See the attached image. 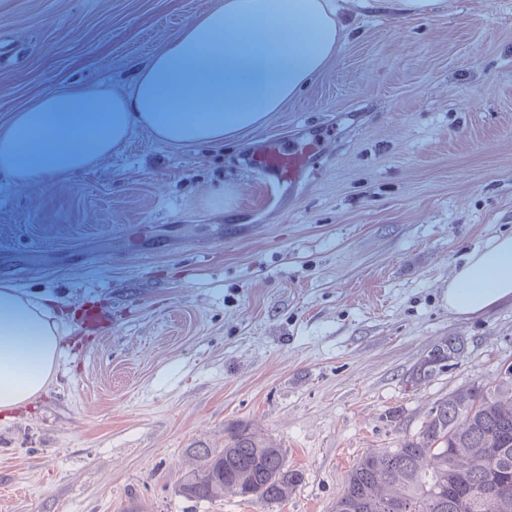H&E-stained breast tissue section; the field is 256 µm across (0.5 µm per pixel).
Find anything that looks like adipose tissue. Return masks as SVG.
<instances>
[{
	"label": "adipose tissue",
	"mask_w": 512,
	"mask_h": 512,
	"mask_svg": "<svg viewBox=\"0 0 512 512\" xmlns=\"http://www.w3.org/2000/svg\"><path fill=\"white\" fill-rule=\"evenodd\" d=\"M344 37L329 0H215L142 63L126 87H61L0 123V179L26 187L63 183L106 163L131 126L172 144L204 147L237 138L279 110L320 73ZM238 76L260 82L228 94L195 95V114L175 118L188 66L222 77L226 58ZM193 94V93H192ZM512 303V235L471 252L448 286V310L481 315ZM51 301L0 286V413L34 401L52 381L62 337Z\"/></svg>",
	"instance_id": "1"
}]
</instances>
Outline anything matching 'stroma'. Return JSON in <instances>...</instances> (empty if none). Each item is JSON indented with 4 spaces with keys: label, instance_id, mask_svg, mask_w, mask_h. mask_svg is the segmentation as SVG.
I'll list each match as a JSON object with an SVG mask.
<instances>
[{
    "label": "stroma",
    "instance_id": "1",
    "mask_svg": "<svg viewBox=\"0 0 512 512\" xmlns=\"http://www.w3.org/2000/svg\"><path fill=\"white\" fill-rule=\"evenodd\" d=\"M212 2L0 0V123L62 86L125 87ZM337 3V53L257 130L135 128L69 183L0 181V285L55 301L63 342L45 391L0 415V512H331L363 454L512 363L511 304L448 310L470 251L512 232V0ZM259 133L316 145L271 202L242 158ZM451 336L460 356L409 384ZM237 425L299 471L284 502L182 494L193 449ZM362 1H372L367 3L369 6H383L386 8H390L394 11L404 12V13H423L430 6L429 1L434 0H362ZM84 328L92 334H101L109 320L108 313L98 305L84 304L79 313Z\"/></svg>",
    "mask_w": 512,
    "mask_h": 512
}]
</instances>
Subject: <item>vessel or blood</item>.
<instances>
[{"label":"vessel or blood","instance_id":"1","mask_svg":"<svg viewBox=\"0 0 512 512\" xmlns=\"http://www.w3.org/2000/svg\"><path fill=\"white\" fill-rule=\"evenodd\" d=\"M312 150L309 147L293 148L262 137L255 140L245 154L247 166L265 183L269 192L283 186H296L308 169ZM79 319L84 328L100 334L106 328L109 316L105 309L93 304L83 305Z\"/></svg>","mask_w":512,"mask_h":512}]
</instances>
